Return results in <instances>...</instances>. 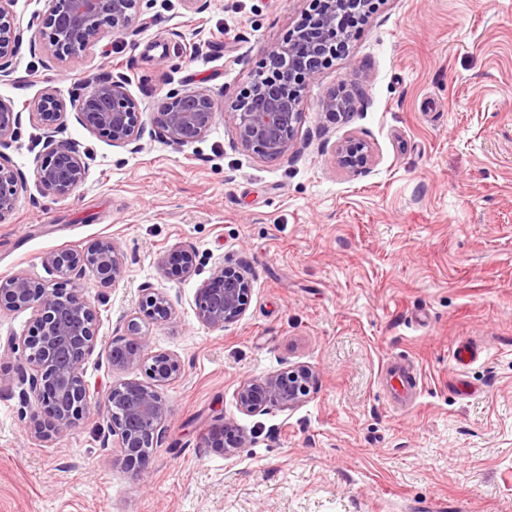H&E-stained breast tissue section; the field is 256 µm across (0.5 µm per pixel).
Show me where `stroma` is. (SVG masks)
Instances as JSON below:
<instances>
[{
	"instance_id": "1",
	"label": "stroma",
	"mask_w": 512,
	"mask_h": 512,
	"mask_svg": "<svg viewBox=\"0 0 512 512\" xmlns=\"http://www.w3.org/2000/svg\"><path fill=\"white\" fill-rule=\"evenodd\" d=\"M208 4L144 0L138 35L101 30L60 65L32 24L48 0L11 2L19 50L0 103L20 118L0 153L21 189L0 220V278L63 287L45 255L111 238L123 279L85 278L101 312L91 390L147 381L107 354L146 285L175 315L142 319L141 334L181 373L159 389L165 437L139 474L103 442L102 400L70 432L35 438L18 361L0 356V512H512V0H378L307 86L294 147L276 159L237 147L221 115L181 148L145 122L135 152L68 117L56 137L84 153L86 178L71 195L45 194L35 169L46 138L32 114L44 91L68 103L111 78L149 112L196 85L230 101L309 0ZM341 91L353 104L338 120L322 103ZM350 138L370 155L356 172L334 162ZM182 249L195 270L169 278L161 260ZM219 266L250 283L245 313L221 331L195 315ZM462 344L475 361H454ZM399 359L417 369L404 410L385 393ZM299 365L316 375L303 402L240 411L242 383ZM225 421L249 441L234 455L208 444Z\"/></svg>"
}]
</instances>
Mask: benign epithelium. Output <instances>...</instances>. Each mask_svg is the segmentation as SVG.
Returning a JSON list of instances; mask_svg holds the SVG:
<instances>
[{
  "label": "benign epithelium",
  "instance_id": "obj_1",
  "mask_svg": "<svg viewBox=\"0 0 512 512\" xmlns=\"http://www.w3.org/2000/svg\"><path fill=\"white\" fill-rule=\"evenodd\" d=\"M0 0V73L7 70L16 50L18 35L8 4ZM47 12L36 19L45 31V51L64 63L91 47L89 32L110 29L134 36L144 24L142 0H49ZM347 0H310L318 15L312 23L301 22L272 47L258 78L243 86L224 106L230 116L235 141L243 150L266 159L280 157L293 148L302 92L322 69L336 58V45L349 42L341 17ZM92 133L107 137L112 145L139 149L143 109L123 80L95 81L71 105L47 90L33 105V115L52 130L61 126L67 109ZM218 102L206 87L177 89L167 95L153 113V123L168 142L183 147L203 138L212 127ZM19 115L0 105V148L16 137ZM48 154L36 168V179L47 194L68 196L84 182L87 163L76 145L48 140ZM336 163L357 169L367 164L368 150L354 139L337 146ZM19 197L18 177L0 162V218L13 212ZM45 265L71 283L69 290L35 282L22 273L0 279V311H32L31 335L7 341V349L19 355L18 380L26 386V403L49 416L48 425L34 423L37 438L62 434L76 428L87 414L90 391L84 364L98 343L100 312L85 294L83 278L92 273L102 287L118 283L124 274V255L110 238L96 239L80 249H61L48 254ZM195 257L187 250L173 251L162 262L166 273L185 276L194 271ZM249 283L243 274L216 268L201 286L196 303L197 319L217 330L237 321L246 311ZM139 312L156 321L174 314L169 296L149 285L143 288ZM129 339L112 344V366L120 369L146 367L152 385L127 380L112 386L104 397L108 415L107 436L123 448L124 465L141 471L162 442L168 407L156 386L176 379L179 361L165 352L147 353L137 318L127 323ZM313 373L305 367L268 375L240 385L237 403L241 412L255 414L270 406L292 408L306 396ZM235 425L225 423L212 434L210 447L232 454L247 447L243 435L224 446Z\"/></svg>",
  "mask_w": 512,
  "mask_h": 512
}]
</instances>
